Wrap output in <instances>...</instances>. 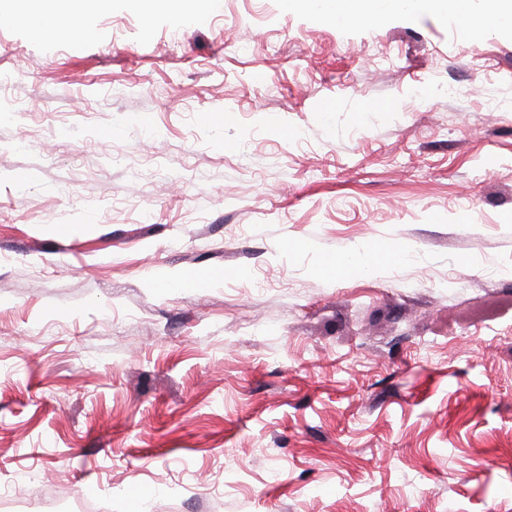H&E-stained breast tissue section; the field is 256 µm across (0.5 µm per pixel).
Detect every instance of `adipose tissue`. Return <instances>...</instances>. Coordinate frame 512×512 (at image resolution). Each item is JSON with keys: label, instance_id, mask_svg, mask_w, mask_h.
Instances as JSON below:
<instances>
[{"label": "adipose tissue", "instance_id": "1", "mask_svg": "<svg viewBox=\"0 0 512 512\" xmlns=\"http://www.w3.org/2000/svg\"><path fill=\"white\" fill-rule=\"evenodd\" d=\"M35 2L0 0V12L13 14L37 34L53 36L83 31L85 12L92 7L107 9L111 0H48L44 8L36 7ZM472 3L473 0H288L289 6L304 7L339 24L376 21L400 12L444 15L451 11L464 19L473 32L489 22L512 31V0H493L494 9L488 16L475 14Z\"/></svg>", "mask_w": 512, "mask_h": 512}]
</instances>
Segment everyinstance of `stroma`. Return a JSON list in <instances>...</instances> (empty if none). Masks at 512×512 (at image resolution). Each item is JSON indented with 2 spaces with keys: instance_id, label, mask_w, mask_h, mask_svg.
<instances>
[{
  "instance_id": "35a3bbf8",
  "label": "stroma",
  "mask_w": 512,
  "mask_h": 512,
  "mask_svg": "<svg viewBox=\"0 0 512 512\" xmlns=\"http://www.w3.org/2000/svg\"><path fill=\"white\" fill-rule=\"evenodd\" d=\"M84 24L0 25V490L512 512V34L284 0ZM354 250L406 259L328 270Z\"/></svg>"
}]
</instances>
